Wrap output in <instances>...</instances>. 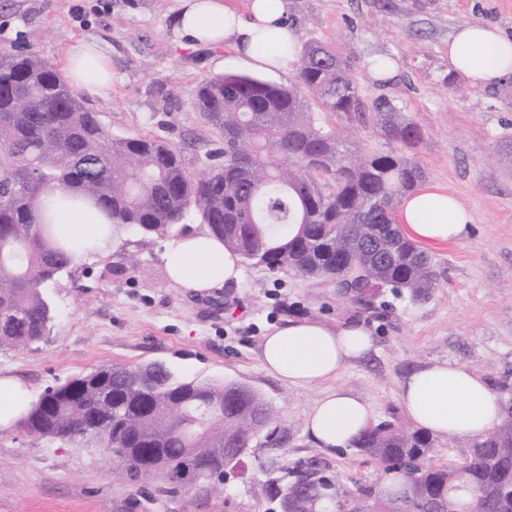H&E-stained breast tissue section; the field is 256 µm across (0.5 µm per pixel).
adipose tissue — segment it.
I'll return each mask as SVG.
<instances>
[{
	"instance_id": "obj_1",
	"label": "adipose tissue",
	"mask_w": 512,
	"mask_h": 512,
	"mask_svg": "<svg viewBox=\"0 0 512 512\" xmlns=\"http://www.w3.org/2000/svg\"><path fill=\"white\" fill-rule=\"evenodd\" d=\"M288 0H249L239 13L226 0H177L173 31L195 46L227 44L256 67L288 70L296 62L298 41L286 17ZM448 69L472 84L486 86L512 75V37L484 25H465L448 42ZM72 83L89 91L112 83L107 57L96 42L79 40L66 54ZM398 220L408 238L433 247L464 238L473 218L447 188L428 184L402 199ZM59 233L81 244L96 239L98 253L112 239L99 236L101 215L93 207H61L54 213ZM162 259L169 280L207 293L238 280L241 258L208 232L181 233L168 240ZM372 336L362 324L331 327L312 319H291L265 336L262 360L268 372L288 383L307 386L336 378L351 361L364 357ZM410 419L440 437H478L501 420L500 402L489 384L468 367L434 364L410 374L400 390ZM371 424L368 407L347 391L320 398L305 421L311 439L323 448H343Z\"/></svg>"
}]
</instances>
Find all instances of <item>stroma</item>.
I'll return each instance as SVG.
<instances>
[{
  "label": "stroma",
  "mask_w": 512,
  "mask_h": 512,
  "mask_svg": "<svg viewBox=\"0 0 512 512\" xmlns=\"http://www.w3.org/2000/svg\"><path fill=\"white\" fill-rule=\"evenodd\" d=\"M176 0H0V47L18 46L64 65L78 39L98 41L112 67L111 90L85 93L114 135H148L183 151L190 171L207 168L220 143L196 112L194 88L214 74L252 75L281 85L288 71L262 70L229 46L180 44L171 19ZM287 21L299 43H335L351 61L364 104L386 99L421 131L416 160L427 180L447 186L472 210L466 237L433 248L438 286L412 302L377 291L367 307L329 282L243 265L238 282L207 296L171 283L157 238L86 261L76 278L51 288L55 319L29 348H0V376L19 379L32 397L102 365L165 362L203 382L237 381L278 412L282 443L245 458L227 490L202 482L166 495L162 479L121 478L99 448L31 445L19 427L0 431V512H266L252 479L280 477L311 458L346 477L375 478L376 463L351 447H318L305 419L326 392L342 388L365 402L373 422L406 420L399 393L426 366H467L492 384L512 379V77L483 88L448 74V41L479 23L512 35V0H289ZM389 56L395 78L371 76L368 59ZM359 147L391 145L369 117L329 119ZM136 263H129L128 254ZM290 318L329 326L363 323L373 347L333 381L300 387L269 375L264 336Z\"/></svg>",
  "instance_id": "1"
}]
</instances>
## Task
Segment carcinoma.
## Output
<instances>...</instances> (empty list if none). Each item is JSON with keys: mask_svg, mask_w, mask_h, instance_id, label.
<instances>
[{"mask_svg": "<svg viewBox=\"0 0 512 512\" xmlns=\"http://www.w3.org/2000/svg\"><path fill=\"white\" fill-rule=\"evenodd\" d=\"M194 107L223 147L201 175L181 149L150 136L118 137L90 110L58 67L32 52L0 48V348H29L50 333L49 289L81 255L61 242L53 220L37 217L44 196L91 202L112 236L167 238L193 216L249 265L357 291L404 290L413 301L437 287L432 254L396 222L401 199L426 178L407 153L421 140L416 123L379 99L366 108L347 57L319 42L302 46L294 82L215 74L194 89ZM370 112L389 152L354 147L325 114ZM334 183L329 197L320 180ZM502 418L475 439L465 461L434 465V440L381 421L351 444L375 461L374 480L343 478L299 461L262 482L284 512H512V384H496ZM261 394L240 384L179 377L161 362L102 365L48 387L19 421L45 445L70 443L118 457L131 481L159 474L175 493L188 471L224 485V445L246 447ZM208 448L193 460L186 449Z\"/></svg>", "mask_w": 512, "mask_h": 512, "instance_id": "carcinoma-1", "label": "carcinoma"}]
</instances>
